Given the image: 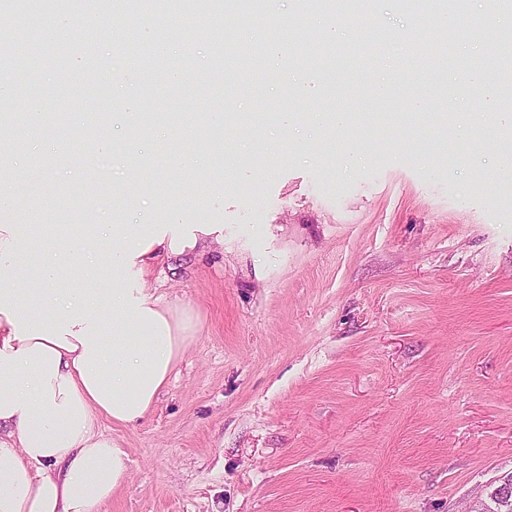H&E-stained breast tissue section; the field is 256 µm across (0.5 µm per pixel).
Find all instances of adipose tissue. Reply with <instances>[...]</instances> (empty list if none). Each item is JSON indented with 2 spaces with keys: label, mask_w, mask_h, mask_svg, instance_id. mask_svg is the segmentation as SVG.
<instances>
[{
  "label": "adipose tissue",
  "mask_w": 512,
  "mask_h": 512,
  "mask_svg": "<svg viewBox=\"0 0 512 512\" xmlns=\"http://www.w3.org/2000/svg\"><path fill=\"white\" fill-rule=\"evenodd\" d=\"M35 224L0 220V512H102L126 482L129 458L98 427L142 422L168 385L200 318L150 293L143 278L165 256L223 242L220 224H116L108 295L65 288L66 270L99 266L100 225L85 227L40 265L46 304L22 310L12 271Z\"/></svg>",
  "instance_id": "ef3b65f1"
}]
</instances>
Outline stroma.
Here are the masks:
<instances>
[{
	"label": "stroma",
	"mask_w": 512,
	"mask_h": 512,
	"mask_svg": "<svg viewBox=\"0 0 512 512\" xmlns=\"http://www.w3.org/2000/svg\"><path fill=\"white\" fill-rule=\"evenodd\" d=\"M371 15L390 32L434 35L425 12L398 0H375ZM223 21L170 17L171 56L198 64L177 86L141 67L113 84V65L130 56L98 11L18 22L63 48L97 35L90 58L68 67L51 55L28 62L27 91L0 99L6 122L41 115L38 135L0 161L18 211L36 209L45 226L59 207L82 225L147 214L224 227L223 245L163 258L145 277L201 324L147 418L103 422L130 458L103 512H463L512 473V180L498 176L492 130L473 144L456 136L484 92L431 100L426 123L397 112L316 131L302 108L288 129L242 126L238 116L288 109L296 74L259 71L261 96L229 104L209 36ZM480 28L457 42L448 84L512 19ZM361 38L369 60L354 82L385 74L401 97L405 44L368 28ZM351 49L315 51L326 107L349 102L338 69ZM225 108L220 141L194 134V118ZM134 112L157 118L137 177L117 122ZM346 141L366 147L360 166H346ZM57 244L45 230L21 257L23 306L41 305L34 272Z\"/></svg>",
	"instance_id": "stroma-1"
}]
</instances>
